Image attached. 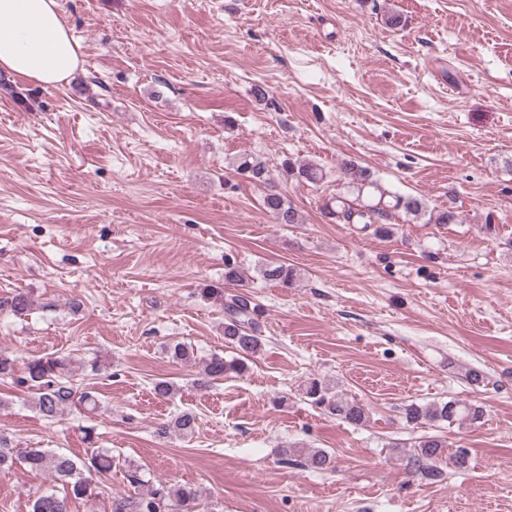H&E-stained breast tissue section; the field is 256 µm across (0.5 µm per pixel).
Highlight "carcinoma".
<instances>
[{
    "mask_svg": "<svg viewBox=\"0 0 512 512\" xmlns=\"http://www.w3.org/2000/svg\"><path fill=\"white\" fill-rule=\"evenodd\" d=\"M237 170L257 183L269 179V171L264 164L252 155H242L237 160ZM345 179V193L336 196L325 204L327 215L338 224H361L367 228L379 225V230L388 232L383 224L395 214L402 213L415 219H426L428 224H450L455 220L450 210H427L419 196L404 195L383 187L373 174L352 159H344L340 164ZM288 176L301 178L318 184L325 178L323 170L314 164L298 168L288 163L284 165ZM263 208L273 216L278 224H297L299 214L285 196L271 193L264 196ZM266 281L284 286L295 279L294 269L286 264H270L259 269ZM224 282L239 287L236 293L224 296V289L208 285L201 289L203 298L219 302L224 312V339L238 356L227 359L218 354L211 355L203 362L198 384L205 386L224 379L230 374H242L247 370L246 357L257 352L261 346V326L258 320V305L247 291L246 275L235 263H224ZM32 306L28 294L17 292L11 297L0 298V313L8 312L21 316ZM169 358L176 363H189L195 359L194 349L184 343H176L167 350ZM11 379L19 386L32 391L33 404L42 418L52 422L63 412L76 408L95 412L99 401L90 391H81L73 382L71 361L64 356L32 357L17 370L16 359L9 352L0 350V379ZM154 394L165 400L173 399L178 392L176 385L159 379L153 385ZM305 394L324 412L351 425L363 426L370 418L368 409L354 398L341 397L335 388L319 378H311L305 385ZM484 410L478 405L459 400L434 401L425 405L410 404L405 408V417L410 423L448 422L460 425H474L483 418ZM197 426L196 416L181 412L162 422L157 434L162 437H190ZM448 444L437 435L417 438L413 444L410 465L423 478L436 482L444 472L442 460L463 468L468 455L462 449L453 454L446 453ZM281 463L300 465L316 472L331 471L335 459L321 448H296L287 446L278 449ZM24 462L30 469L48 474L52 481L66 487L64 496L46 492L32 501L29 512H69V500L97 497L98 484L95 478L112 472V456L102 451H94L89 456L78 458L47 448H22L9 436L0 432V470L10 469L16 461ZM198 490L189 485L156 481L143 490L128 496L113 497L110 512H197Z\"/></svg>",
    "mask_w": 512,
    "mask_h": 512,
    "instance_id": "cac0c4a2",
    "label": "carcinoma"
}]
</instances>
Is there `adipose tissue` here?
<instances>
[{"label":"adipose tissue","instance_id":"obj_1","mask_svg":"<svg viewBox=\"0 0 512 512\" xmlns=\"http://www.w3.org/2000/svg\"><path fill=\"white\" fill-rule=\"evenodd\" d=\"M81 64V46L63 20L61 0H0V71L56 88Z\"/></svg>","mask_w":512,"mask_h":512}]
</instances>
